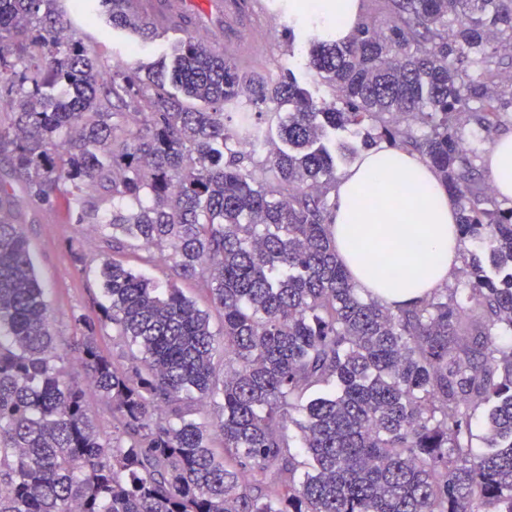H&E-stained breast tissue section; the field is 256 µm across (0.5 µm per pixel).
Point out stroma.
I'll return each instance as SVG.
<instances>
[{"instance_id": "35a3bbf8", "label": "stroma", "mask_w": 512, "mask_h": 512, "mask_svg": "<svg viewBox=\"0 0 512 512\" xmlns=\"http://www.w3.org/2000/svg\"><path fill=\"white\" fill-rule=\"evenodd\" d=\"M271 2L277 23L266 30L267 46L258 60L259 66L272 72L280 66L292 68L315 101L329 99L328 88L307 68L305 59L288 54V44L282 36L283 24L288 20V0ZM91 34L97 52L111 68H136L162 56V43L158 40L146 44L133 34H107L102 26L92 28ZM14 218L29 240L36 273L48 290L53 327L60 335H70L72 312L97 317L103 300L100 268L110 253L103 246L101 234L91 225L72 223L64 205L46 208L21 191L16 194ZM77 253L83 255V265L74 264Z\"/></svg>"}]
</instances>
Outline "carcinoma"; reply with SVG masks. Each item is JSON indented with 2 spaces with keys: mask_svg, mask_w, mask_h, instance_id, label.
Returning <instances> with one entry per match:
<instances>
[{
  "mask_svg": "<svg viewBox=\"0 0 512 512\" xmlns=\"http://www.w3.org/2000/svg\"><path fill=\"white\" fill-rule=\"evenodd\" d=\"M366 1L384 23L305 33L333 93L319 107L292 70L242 68L193 35L166 69L104 81L73 18L155 40L127 0H0V154L27 197L64 202L141 266L167 258L223 319L213 331L181 289L112 259L100 316L56 335L0 182V512H512V203L486 207L460 132L466 112L490 135L512 111V55L492 45L512 43V0ZM243 107L258 120L228 128ZM351 127L435 169L491 269L472 257L397 309L356 288L329 220L357 150L325 143Z\"/></svg>",
  "mask_w": 512,
  "mask_h": 512,
  "instance_id": "cac0c4a2",
  "label": "carcinoma"
}]
</instances>
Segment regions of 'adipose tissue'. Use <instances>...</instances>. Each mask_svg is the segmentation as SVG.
I'll return each mask as SVG.
<instances>
[{
    "instance_id": "adipose-tissue-1",
    "label": "adipose tissue",
    "mask_w": 512,
    "mask_h": 512,
    "mask_svg": "<svg viewBox=\"0 0 512 512\" xmlns=\"http://www.w3.org/2000/svg\"><path fill=\"white\" fill-rule=\"evenodd\" d=\"M358 15L359 0H317L312 13L295 2L288 7L297 30L315 26L339 41L351 37ZM486 166L497 194L512 199V133L492 145ZM457 220L436 172L418 156L381 143L339 175L330 233L356 286L396 308L447 282L459 258Z\"/></svg>"
}]
</instances>
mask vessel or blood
I'll return each mask as SVG.
<instances>
[{
    "label": "vessel or blood",
    "mask_w": 512,
    "mask_h": 512,
    "mask_svg": "<svg viewBox=\"0 0 512 512\" xmlns=\"http://www.w3.org/2000/svg\"><path fill=\"white\" fill-rule=\"evenodd\" d=\"M267 0H224L222 9L227 21L226 36L217 42L219 53L239 64H248L251 57L261 55L266 45L249 40V32L255 31L261 19L267 18ZM138 11L152 20L163 33L173 32L174 21L189 12V0H137Z\"/></svg>",
    "instance_id": "vessel-or-blood-1"
}]
</instances>
